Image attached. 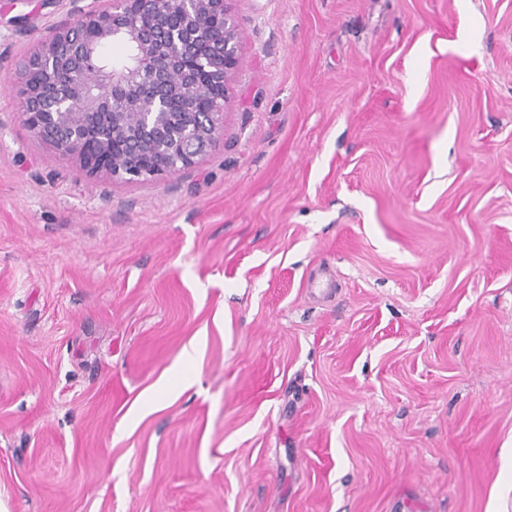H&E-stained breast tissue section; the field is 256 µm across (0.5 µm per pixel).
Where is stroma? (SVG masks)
<instances>
[{
  "mask_svg": "<svg viewBox=\"0 0 512 512\" xmlns=\"http://www.w3.org/2000/svg\"><path fill=\"white\" fill-rule=\"evenodd\" d=\"M70 10L0 0V506L490 512L512 0H233L222 144L137 183L19 112Z\"/></svg>",
  "mask_w": 512,
  "mask_h": 512,
  "instance_id": "obj_1",
  "label": "stroma"
}]
</instances>
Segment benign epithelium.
Returning a JSON list of instances; mask_svg holds the SVG:
<instances>
[{"label": "benign epithelium", "mask_w": 512, "mask_h": 512, "mask_svg": "<svg viewBox=\"0 0 512 512\" xmlns=\"http://www.w3.org/2000/svg\"><path fill=\"white\" fill-rule=\"evenodd\" d=\"M70 2L71 22L18 63L20 111L35 137L87 173L125 182L174 177L223 142L241 62L230 0H108L89 11ZM202 42L201 65L224 95L193 112L187 104L205 88L183 61ZM117 43L126 56L111 65L102 50Z\"/></svg>", "instance_id": "benign-epithelium-1"}]
</instances>
